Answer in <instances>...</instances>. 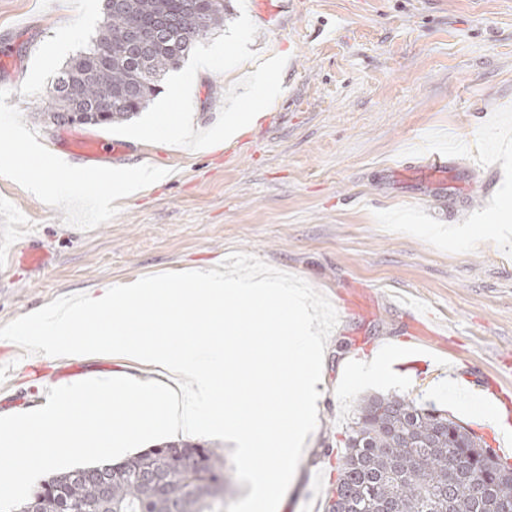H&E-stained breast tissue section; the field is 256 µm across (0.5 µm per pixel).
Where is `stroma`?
<instances>
[{"label": "stroma", "instance_id": "obj_1", "mask_svg": "<svg viewBox=\"0 0 512 512\" xmlns=\"http://www.w3.org/2000/svg\"><path fill=\"white\" fill-rule=\"evenodd\" d=\"M224 27L169 73L148 107L82 135L126 142L99 167L58 143L44 113L61 69L95 35L103 0H0V39L20 67L0 74V253L40 248L41 267L0 269V327L55 298L252 254L325 294L339 321L319 386L317 439L304 449L277 512L327 482L360 398L398 393L481 425L454 400L487 376L512 382V0H293L285 28L267 27L252 0H231ZM85 16L80 37L74 21ZM280 60L281 92L260 118L225 138L229 106L248 110L256 64ZM34 144L21 152L17 139ZM434 152L455 158L446 194L426 198L393 170ZM162 177L139 194L112 190L116 170ZM367 289L370 317L346 313ZM447 323L411 333V309ZM446 348L442 370L390 362L387 380L348 374L379 343ZM0 342V413L46 401L48 384L111 375L119 363L71 356L41 362Z\"/></svg>", "mask_w": 512, "mask_h": 512}]
</instances>
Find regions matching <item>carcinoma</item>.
<instances>
[{
	"label": "carcinoma",
	"instance_id": "1",
	"mask_svg": "<svg viewBox=\"0 0 512 512\" xmlns=\"http://www.w3.org/2000/svg\"><path fill=\"white\" fill-rule=\"evenodd\" d=\"M224 0H105L103 21L89 46L64 67L49 95L48 120L69 123L63 86L81 83L90 101L112 98L110 127L145 108L161 81L195 44L224 25ZM166 24L164 38L131 46L133 32ZM202 450L183 470L157 444L123 460L77 467L44 481L19 512H224L234 482L224 450ZM482 438L433 404L398 394L362 399L338 458L328 512H506L512 472Z\"/></svg>",
	"mask_w": 512,
	"mask_h": 512
}]
</instances>
